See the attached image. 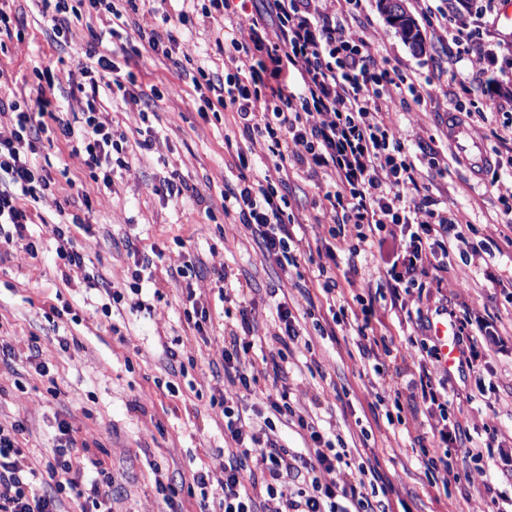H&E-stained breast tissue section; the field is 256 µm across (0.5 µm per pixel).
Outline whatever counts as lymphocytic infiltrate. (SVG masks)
Segmentation results:
<instances>
[{
  "label": "lymphocytic infiltrate",
  "instance_id": "lymphocytic-infiltrate-1",
  "mask_svg": "<svg viewBox=\"0 0 512 512\" xmlns=\"http://www.w3.org/2000/svg\"><path fill=\"white\" fill-rule=\"evenodd\" d=\"M359 0H201L194 12L180 11L177 17L162 15V27L151 30L149 48L173 65L181 36L197 22L224 21V62L221 67L197 66L192 82L199 91L200 109L219 113L231 110L247 142L261 141L274 169L256 178L239 176L224 187V211L235 214L240 224L256 238L265 260L276 263L286 276L299 275L301 259H309L308 273L321 282L326 294L336 292L333 269L338 251L347 254L350 275L360 277L362 292L354 304H340L357 333L361 357L378 360L379 340L375 325L385 312H394L399 324H410L413 313L408 298L420 287L429 270L445 269L448 258L459 254L468 264L484 263L479 251L464 250L465 238L456 213L436 208L429 181L440 166L429 155L426 166L414 161L407 138L391 119L394 90L407 89L416 101H441L449 112H463L461 96H444L442 89L406 81L395 69L387 68L376 49L357 35L353 22ZM499 0H473L468 18L454 15L451 0H441L425 12L438 41H448L459 54L472 58L473 72L461 84L462 94H479V119L503 115L502 104L486 95L481 76L485 61L494 59L492 50L481 47L482 19L496 12ZM138 0H41V12L49 36L60 52L72 53L81 46L77 25L82 13L107 12L112 16L111 36H118L125 14L137 10ZM96 67L77 65L70 73L73 86L86 98L80 118L58 120L60 135L76 142L90 169L100 171L103 183H111L114 169L126 168L127 136L114 128L101 112L102 96L117 94L151 112L163 93L128 90L116 79L118 59H131V45L113 48L111 57L97 56L94 46L84 47ZM247 64L240 75L239 64ZM296 68L299 89H290L281 75ZM36 96L10 101V128L0 130V249L24 246L35 251L28 238L34 222L26 199H38L50 191L52 180L34 156L48 131L44 116L52 115L48 96L57 75L52 67L37 73ZM496 130L503 141L512 140V114ZM312 180L319 192V208L329 216L324 236L317 244L304 241L294 230L296 218L283 189L289 173ZM372 258V270L361 261ZM429 276V275H428ZM237 315L224 337V381L255 393L257 376L242 366L239 353L249 349L251 311L246 290H239ZM280 323L278 347L268 363L275 378L288 374L287 352L309 332L326 334V319L314 308L298 310L295 302L281 298L275 304ZM438 357L420 360L413 377L405 383L380 373L384 389L394 402L408 408L423 407L430 428V446L417 462L425 473L439 474L442 483L458 481L460 470L448 459V446L461 438L460 428L447 425L454 401L439 377ZM270 415L262 425L243 419L236 401L220 397L216 405L224 417V441L232 460L224 469L221 512H257L258 501H266L267 512H373L370 489L376 488L377 456L354 462L353 451L342 434L327 437L317 417L293 406L287 386L261 393ZM294 427L304 449L291 451L277 433L278 425ZM22 422L0 424V512H61L64 498L80 499L84 493L72 477L73 457L86 454L67 422L58 425L55 464L48 480H40L33 468L23 466L19 437ZM256 459L260 472L246 470L244 463ZM352 478H345L346 469ZM301 486L292 497L280 488L290 479Z\"/></svg>",
  "mask_w": 512,
  "mask_h": 512
}]
</instances>
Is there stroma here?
Masks as SVG:
<instances>
[{
  "label": "stroma",
  "instance_id": "35a3bbf8",
  "mask_svg": "<svg viewBox=\"0 0 512 512\" xmlns=\"http://www.w3.org/2000/svg\"><path fill=\"white\" fill-rule=\"evenodd\" d=\"M404 3L425 39L424 51H413L387 24L379 0L360 4L365 35L379 37L388 67L399 70L407 81L436 77L449 92L459 91L471 70L469 60L436 72L432 29L418 0ZM0 9L24 23L22 37L7 41L0 51V99L33 94L36 70L50 65L58 76L52 101L60 117L82 112L85 97L68 76L76 63L60 60L38 0H0ZM126 20L123 34L140 50L132 66L138 84H164L174 92L158 101L146 122L136 105L102 98L114 127L128 137L129 165L114 171L111 187L92 177L83 154L58 131L50 132L37 153V165L53 181L52 192L27 203L40 217L30 228L37 252L32 255L19 246L0 255V342L15 352L14 357L0 358V423H24L22 463L43 475L54 460L57 424L67 421L87 440L90 457L112 474L111 489L99 494L103 512H219L228 450L224 419L210 399L238 396L247 417L261 407L255 396L224 385V311L234 308L238 287L249 288L257 341L242 353L241 361L259 370V388H269L273 379L262 375V357L279 332L275 302L292 286L279 267L262 258L258 241L237 216L225 215L223 209L225 182L236 181L242 173L252 177L264 171L268 160L262 145L253 143L249 167L240 171L235 149L225 145L226 139L240 137L235 113L201 117L199 95L190 78L140 40V33L160 28L159 13L145 6L128 13ZM181 49L195 67L223 59L209 23L185 33ZM398 100L393 119L411 132L414 159L432 150L445 165L434 176L433 197L465 220L470 241H484L487 225L501 220L496 191L479 183L467 164L456 160L445 137L447 112L432 103L419 105L407 92ZM147 125L155 137L149 150L142 146ZM166 177L186 181L192 194L168 199L161 190ZM285 193L306 238L319 239L322 227L316 221L313 182L290 174ZM76 218L82 225L73 235L87 263L64 273L56 265L58 243L50 227ZM131 243L147 254L161 250L160 268L181 267L189 270V277L147 282L141 294L129 293ZM222 267L229 273L223 282L215 275ZM511 271L509 248L496 253L491 264L467 268L455 259L441 273L446 282L467 275L472 317L493 324L502 337L478 367L457 366L446 373L449 394L459 398L449 420L466 427L476 443L485 438L473 427V418L481 411L494 412L497 427L512 432V288L493 281ZM96 274L124 294L110 311L102 309L105 294L91 286ZM190 293L208 304L212 316L211 324L200 331L184 313ZM443 304L453 311L458 308L456 298L439 293L410 298L409 306L420 310V320L403 330L390 319L376 333L392 338L396 346L410 345L412 354H419L421 347L434 345L427 320ZM355 340L353 328L340 323L335 335L313 337L308 348L295 347L288 358L291 400L343 434L349 445L359 444L364 430L370 434V447L376 449L411 445L424 432L419 418L406 410L398 422H388L393 395L387 392L378 398L364 392L375 373L361 360ZM34 346L40 351L36 363L28 359ZM172 350L177 353L173 360L168 357ZM184 361L189 367L181 375L177 368ZM484 468L485 483L463 480L443 486L419 468L414 454L384 453L378 464L390 512H476L488 485L494 489L497 507L512 506V452H493ZM199 471L206 476L203 491L192 481Z\"/></svg>",
  "mask_w": 512,
  "mask_h": 512
}]
</instances>
